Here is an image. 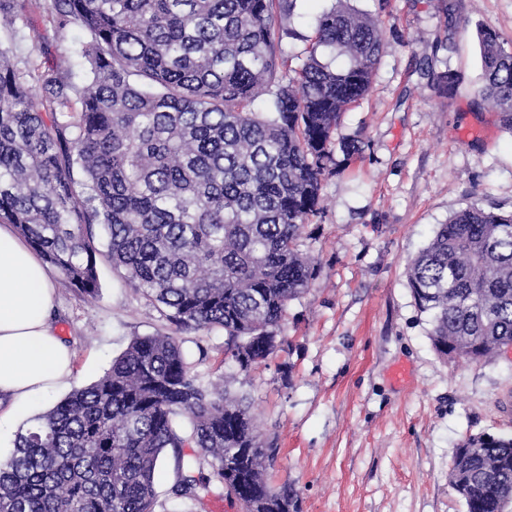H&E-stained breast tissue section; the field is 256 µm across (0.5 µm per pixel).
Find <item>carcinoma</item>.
Masks as SVG:
<instances>
[{
    "instance_id": "1",
    "label": "carcinoma",
    "mask_w": 512,
    "mask_h": 512,
    "mask_svg": "<svg viewBox=\"0 0 512 512\" xmlns=\"http://www.w3.org/2000/svg\"><path fill=\"white\" fill-rule=\"evenodd\" d=\"M51 4L57 28L82 32L86 79L0 50V224L81 293L96 295L103 255L171 321L224 330L241 371L265 364L283 350L288 303L317 274L299 243L337 166V121L370 87L380 21L337 0L293 67L280 18L297 0ZM16 12L0 0L12 38ZM477 35L476 92L512 128V53L494 29ZM407 279L440 357L512 347V212L458 210ZM186 447L173 497L202 506L219 487L243 512H300L292 488L267 480L277 448L249 407L198 382L172 336L134 338L96 382L18 429L0 462V512H154L161 454ZM448 483L467 512H506L512 435L466 436Z\"/></svg>"
}]
</instances>
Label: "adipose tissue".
I'll return each mask as SVG.
<instances>
[{"label": "adipose tissue", "instance_id": "ef3b65f1", "mask_svg": "<svg viewBox=\"0 0 512 512\" xmlns=\"http://www.w3.org/2000/svg\"><path fill=\"white\" fill-rule=\"evenodd\" d=\"M55 298L40 257L0 225V397L10 412L45 399L72 377L71 351L49 320Z\"/></svg>", "mask_w": 512, "mask_h": 512}]
</instances>
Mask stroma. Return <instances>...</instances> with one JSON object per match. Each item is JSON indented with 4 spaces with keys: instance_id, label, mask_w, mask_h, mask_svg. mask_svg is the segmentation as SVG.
Returning <instances> with one entry per match:
<instances>
[{
    "instance_id": "obj_1",
    "label": "stroma",
    "mask_w": 512,
    "mask_h": 512,
    "mask_svg": "<svg viewBox=\"0 0 512 512\" xmlns=\"http://www.w3.org/2000/svg\"><path fill=\"white\" fill-rule=\"evenodd\" d=\"M333 0H297L282 21L286 53L301 52ZM379 16L383 46L368 96L343 112L336 143L362 150L322 182L323 207L303 250L317 261L309 292L288 304L284 350L252 372L224 354V332L176 327L106 258L96 297L54 275L52 323L73 353L70 388L96 381L137 336L176 337L204 384L246 396L261 440L278 454L270 483L293 488L301 512H466L448 483L462 439L512 433V347L481 362L432 347L406 268L438 225L467 204L512 210V130L475 90L479 26L512 51V0H353ZM45 0H25L23 37L0 50L83 81L78 29L56 30ZM451 72L453 89L438 81ZM176 454L156 476L155 512H241L214 490L204 505L175 500Z\"/></svg>"
}]
</instances>
